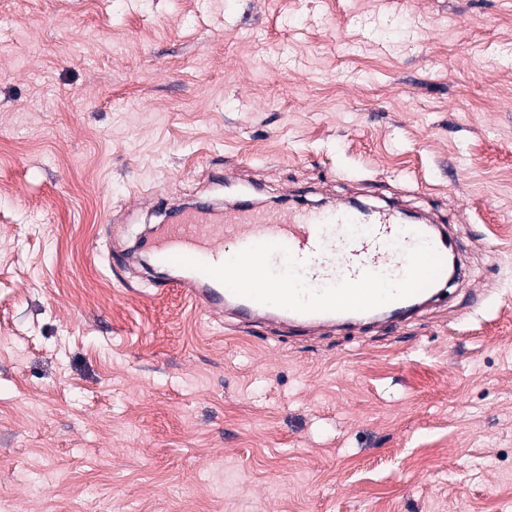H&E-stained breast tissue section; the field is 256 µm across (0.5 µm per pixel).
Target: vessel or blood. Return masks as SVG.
Returning a JSON list of instances; mask_svg holds the SVG:
<instances>
[{"label": "vessel or blood", "mask_w": 512, "mask_h": 512, "mask_svg": "<svg viewBox=\"0 0 512 512\" xmlns=\"http://www.w3.org/2000/svg\"><path fill=\"white\" fill-rule=\"evenodd\" d=\"M249 184L231 208L181 209L179 220L144 236L140 248L172 270L157 288L182 289L209 314L246 326L353 331L366 320L390 326L428 307L448 280V238L436 221L399 223L393 209L353 201L288 207L255 205Z\"/></svg>", "instance_id": "1"}]
</instances>
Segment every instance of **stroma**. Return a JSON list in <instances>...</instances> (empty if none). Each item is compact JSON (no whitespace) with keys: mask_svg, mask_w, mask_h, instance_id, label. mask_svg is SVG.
<instances>
[{"mask_svg":"<svg viewBox=\"0 0 512 512\" xmlns=\"http://www.w3.org/2000/svg\"><path fill=\"white\" fill-rule=\"evenodd\" d=\"M248 180L461 276L300 340L110 261ZM0 512H512V0H0Z\"/></svg>","mask_w":512,"mask_h":512,"instance_id":"35a3bbf8","label":"stroma"}]
</instances>
